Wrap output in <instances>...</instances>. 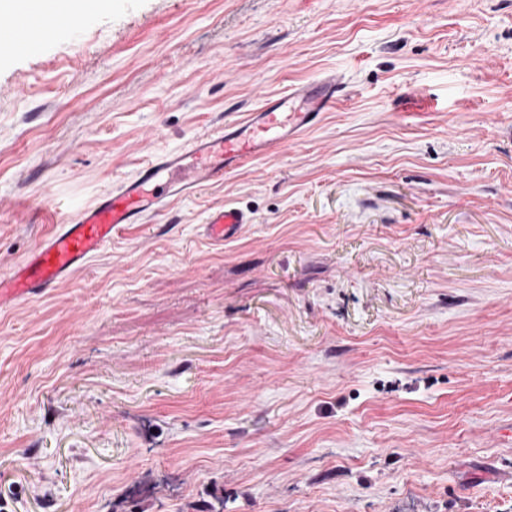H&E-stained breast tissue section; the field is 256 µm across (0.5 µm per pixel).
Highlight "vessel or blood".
<instances>
[{
	"mask_svg": "<svg viewBox=\"0 0 512 512\" xmlns=\"http://www.w3.org/2000/svg\"><path fill=\"white\" fill-rule=\"evenodd\" d=\"M73 13L57 0H9L0 12V49L34 46L48 33L74 27ZM344 85L331 72L312 83H299L282 95L266 98L241 118L225 121L187 148L152 156L133 178L119 181L65 223L44 236L26 257L0 276V310L47 296L99 254L125 225L142 224L170 202L197 192L244 163L278 154L319 125ZM249 213L235 206L211 210L201 226L209 241L235 239Z\"/></svg>",
	"mask_w": 512,
	"mask_h": 512,
	"instance_id": "vessel-or-blood-1",
	"label": "vessel or blood"
}]
</instances>
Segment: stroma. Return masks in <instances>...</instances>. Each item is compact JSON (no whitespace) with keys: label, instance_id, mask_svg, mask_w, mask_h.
I'll return each instance as SVG.
<instances>
[{"label":"stroma","instance_id":"35a3bbf8","mask_svg":"<svg viewBox=\"0 0 512 512\" xmlns=\"http://www.w3.org/2000/svg\"><path fill=\"white\" fill-rule=\"evenodd\" d=\"M328 71L317 127L0 311V512H512V0H112L0 52V274ZM251 222L252 217L243 209L225 205L208 213L204 224L201 225V233L209 241L224 243L235 239L244 224Z\"/></svg>","mask_w":512,"mask_h":512}]
</instances>
